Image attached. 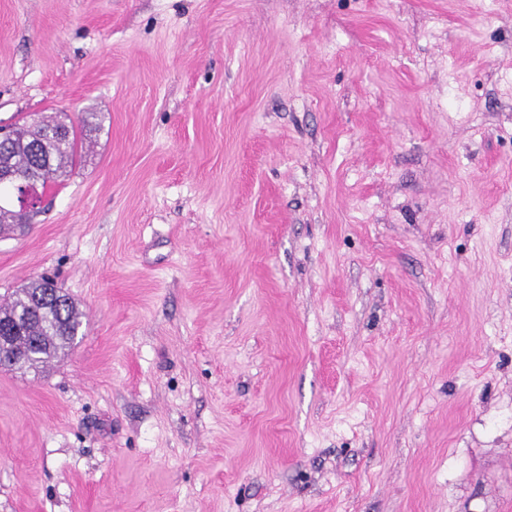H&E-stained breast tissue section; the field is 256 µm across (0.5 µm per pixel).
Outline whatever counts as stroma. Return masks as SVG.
<instances>
[{"label": "stroma", "mask_w": 512, "mask_h": 512, "mask_svg": "<svg viewBox=\"0 0 512 512\" xmlns=\"http://www.w3.org/2000/svg\"><path fill=\"white\" fill-rule=\"evenodd\" d=\"M98 115L0 300V512H512V0H0V124ZM48 282L33 280L1 303L0 336H9V345L0 337V359L12 352L1 369L35 370L74 344L82 314L63 288Z\"/></svg>", "instance_id": "stroma-1"}]
</instances>
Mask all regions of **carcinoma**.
Instances as JSON below:
<instances>
[{"mask_svg":"<svg viewBox=\"0 0 512 512\" xmlns=\"http://www.w3.org/2000/svg\"><path fill=\"white\" fill-rule=\"evenodd\" d=\"M90 126L88 117L77 126L53 117L15 123L8 152H0V167L43 190L55 186L82 159ZM28 220V215L0 204V229L16 231ZM81 327L82 314L63 288L49 285L46 278L31 281L0 304V336L7 337L12 352L0 368H39L71 348Z\"/></svg>","mask_w":512,"mask_h":512,"instance_id":"1","label":"carcinoma"}]
</instances>
